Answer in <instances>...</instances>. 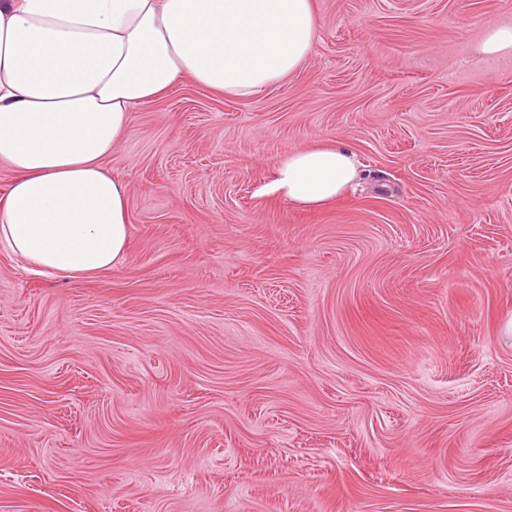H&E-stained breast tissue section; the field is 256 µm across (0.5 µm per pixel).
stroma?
Returning <instances> with one entry per match:
<instances>
[{
  "label": "stroma",
  "instance_id": "stroma-1",
  "mask_svg": "<svg viewBox=\"0 0 512 512\" xmlns=\"http://www.w3.org/2000/svg\"><path fill=\"white\" fill-rule=\"evenodd\" d=\"M313 2L281 84L133 112L111 269L0 250V512H512V0ZM327 140L356 191L264 193Z\"/></svg>",
  "mask_w": 512,
  "mask_h": 512
}]
</instances>
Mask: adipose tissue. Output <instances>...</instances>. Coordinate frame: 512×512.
<instances>
[{"label":"adipose tissue","mask_w":512,"mask_h":512,"mask_svg":"<svg viewBox=\"0 0 512 512\" xmlns=\"http://www.w3.org/2000/svg\"><path fill=\"white\" fill-rule=\"evenodd\" d=\"M319 34L313 0H0V248L63 278L112 268L127 188L101 164L131 114L189 78L249 98L294 74ZM345 144L281 158L272 192L318 208L359 178Z\"/></svg>","instance_id":"ef3b65f1"}]
</instances>
